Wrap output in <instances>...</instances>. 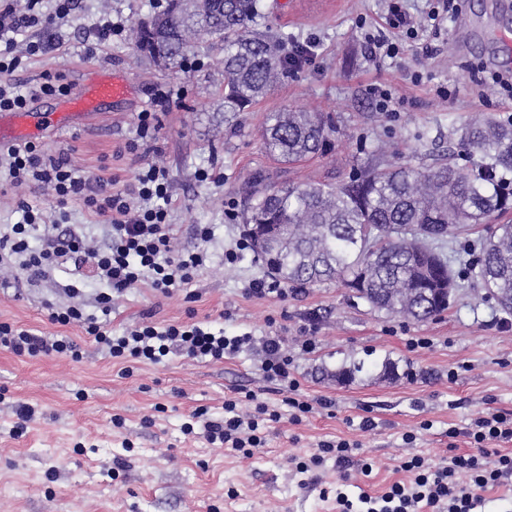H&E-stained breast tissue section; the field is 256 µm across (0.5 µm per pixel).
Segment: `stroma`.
Listing matches in <instances>:
<instances>
[{"mask_svg":"<svg viewBox=\"0 0 512 512\" xmlns=\"http://www.w3.org/2000/svg\"><path fill=\"white\" fill-rule=\"evenodd\" d=\"M258 29L274 28L300 41H316L311 62L279 83L250 111L224 117L220 55L199 44L191 67L160 68L137 51L134 28L161 11L166 0H79L74 15L42 34L48 50L27 61L19 79L33 85L45 75L69 87L87 84L101 66L129 83L128 100L91 113L73 127H48L38 143L67 152L84 176L115 178L131 187L148 163L164 168L177 198L172 223L182 231L176 250L196 247L194 227L212 225L210 259L183 292L170 297L132 288L112 303L113 332L152 318L166 324L196 318L225 335L251 334L253 343L218 363L173 357L125 369L90 342L79 326L49 319V306L84 304L95 313L98 281L85 279L78 298L67 292L73 276L52 271L32 286L11 287L0 274V321L44 336H69L84 355L28 360L0 350V512H336L337 492L357 499L379 495L411 473L412 457L436 464L476 453L465 429L494 408L512 414V315L482 300L477 282L464 281L448 310L409 321L372 309L334 284L286 286L284 297L255 298L245 290L265 276L255 252L224 261L243 231L251 182H338L370 153L391 163L427 165L428 152L447 153L450 134L486 114L506 120L502 91L492 82L512 70V51L500 42L512 32V0H458L459 12L441 28L427 26L430 0H408L424 26L403 41L396 60L370 59L365 35L384 26L387 0H262ZM123 22L121 35L88 50L92 26L103 18ZM392 95L390 111L378 91ZM157 114L154 137H141L137 114ZM324 112L336 118L327 155L294 165L270 157L262 143L269 113ZM219 174L201 182L199 170ZM315 336L316 350L301 344ZM280 337L294 359L299 392L314 403L300 423L268 422L266 442L252 457L229 453L181 428L198 408L224 415L235 389L254 391L280 411L284 393L261 371L265 337ZM411 338L428 339L411 349ZM355 369L354 380L338 379ZM35 414L21 436L11 401ZM121 426H113V418ZM371 427H363V418ZM456 437H449V430ZM413 433L412 443L403 436ZM356 442L349 463L328 459L301 474L320 441ZM371 472H364V464Z\"/></svg>","mask_w":512,"mask_h":512,"instance_id":"obj_1","label":"stroma"}]
</instances>
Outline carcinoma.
Here are the masks:
<instances>
[{"label":"carcinoma","mask_w":512,"mask_h":512,"mask_svg":"<svg viewBox=\"0 0 512 512\" xmlns=\"http://www.w3.org/2000/svg\"><path fill=\"white\" fill-rule=\"evenodd\" d=\"M169 24L136 27L140 53L176 68L200 42L222 53L224 111L246 112L293 73L288 47H307L281 31L254 28L260 0H166ZM336 120L321 112H274L265 149L293 164L327 153ZM457 158L436 155L425 167L372 158L339 184L283 182L261 192L244 216L251 243L275 279L291 285L336 282L356 298L417 322L448 310L461 281L481 282L483 295L512 314V122L474 119L458 140ZM481 224L488 234L474 260L454 267L444 248Z\"/></svg>","instance_id":"obj_1"}]
</instances>
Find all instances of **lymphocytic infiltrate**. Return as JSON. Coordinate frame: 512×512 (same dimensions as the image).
Returning <instances> with one entry per match:
<instances>
[{"instance_id": "lymphocytic-infiltrate-1", "label": "lymphocytic infiltrate", "mask_w": 512, "mask_h": 512, "mask_svg": "<svg viewBox=\"0 0 512 512\" xmlns=\"http://www.w3.org/2000/svg\"><path fill=\"white\" fill-rule=\"evenodd\" d=\"M53 10H39V0H29L27 12H16L13 0H0V111L25 109L29 99L38 96H62L68 91L59 80L45 78L36 88L22 90L14 78L24 56L46 52L42 42L33 40L31 31L57 27L60 19L75 11L76 0H54ZM386 23L388 34L367 36L370 55L385 54L397 58L404 39L418 35L419 22L407 11L403 0H390ZM7 161L12 184L51 187L56 221H49L46 210L37 204L21 203L22 220L9 232L0 233V270H21L27 282H34L52 269L73 266L75 271L90 267L100 284L98 295L101 317L84 313L78 306L58 308L49 315L53 323L82 327L97 346L120 362L158 363L171 356L208 362H220L248 347L250 335L226 336L213 330L208 322L192 320L165 325L141 322L121 335H113L104 318L112 312V296L131 288L145 286L169 297L191 279L205 264V250L174 251L173 242L179 225L168 220L175 206L172 186L164 169L151 165L140 170L133 190L117 188L115 179L82 177L76 174L67 153L50 154L28 142L0 151V161ZM137 195L140 208H132L130 195ZM82 204L90 213L111 219V233L104 247L90 245L87 237L67 222L70 203ZM0 350L14 356L38 359L57 355L80 361V345L67 336H41L33 330L0 322ZM261 370L271 382L287 388L283 403L292 422L313 410L302 398L293 360L282 349L276 336L264 340ZM239 400L224 401V416L210 418L206 409L194 410L185 423V433L194 432L212 444L251 455L265 442L267 422L276 420V412L264 403H256L252 415L241 416ZM477 445L512 442V414L490 410L475 419L468 431ZM413 473L407 483L397 482L383 494L361 493L349 499L337 492L336 502L342 512H477L482 500L478 489L494 486L512 477V452L497 454L494 462L485 456L449 453L447 461L428 466L421 458L402 465Z\"/></svg>"}]
</instances>
